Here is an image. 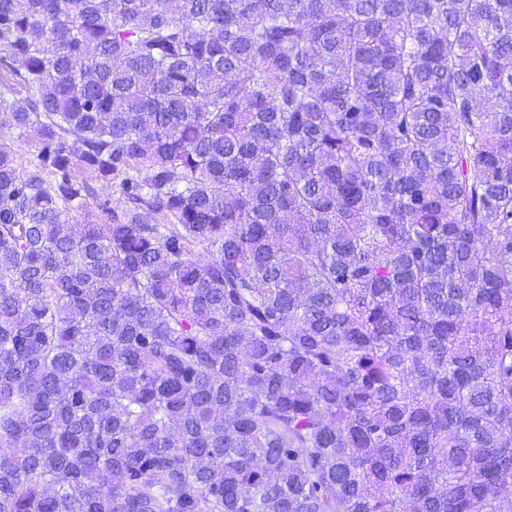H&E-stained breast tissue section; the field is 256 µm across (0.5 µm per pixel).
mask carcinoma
I'll list each match as a JSON object with an SVG mask.
<instances>
[{
  "label": "carcinoma",
  "mask_w": 512,
  "mask_h": 512,
  "mask_svg": "<svg viewBox=\"0 0 512 512\" xmlns=\"http://www.w3.org/2000/svg\"><path fill=\"white\" fill-rule=\"evenodd\" d=\"M0 50V512H512V0H0Z\"/></svg>",
  "instance_id": "carcinoma-1"
}]
</instances>
